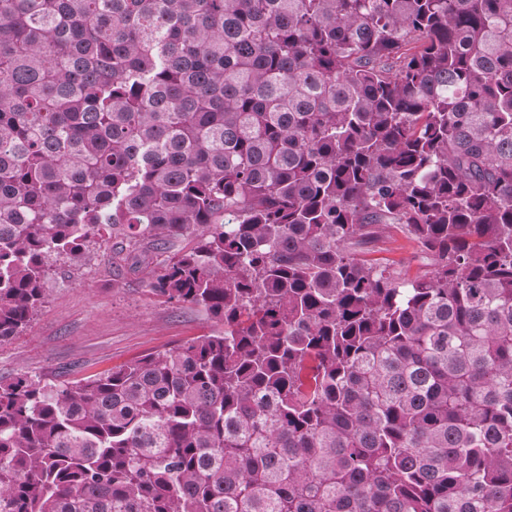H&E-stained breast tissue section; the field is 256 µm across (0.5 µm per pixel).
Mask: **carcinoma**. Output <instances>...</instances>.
<instances>
[{
  "mask_svg": "<svg viewBox=\"0 0 512 512\" xmlns=\"http://www.w3.org/2000/svg\"><path fill=\"white\" fill-rule=\"evenodd\" d=\"M146 234L224 329L0 380V512H512V0H0V341ZM375 250L377 251H373L367 256L381 259L396 269L406 271L408 276H414L422 264L421 260L416 257L418 256L417 247L399 234L386 239Z\"/></svg>",
  "mask_w": 512,
  "mask_h": 512,
  "instance_id": "cac0c4a2",
  "label": "carcinoma"
}]
</instances>
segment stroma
I'll list each match as a JSON object with an SVG mask.
<instances>
[{"instance_id":"1","label":"stroma","mask_w":512,"mask_h":512,"mask_svg":"<svg viewBox=\"0 0 512 512\" xmlns=\"http://www.w3.org/2000/svg\"><path fill=\"white\" fill-rule=\"evenodd\" d=\"M115 247L111 239L84 264L54 266L42 308L0 341V378L76 381L219 330L203 310L153 294L146 272L116 267Z\"/></svg>"}]
</instances>
